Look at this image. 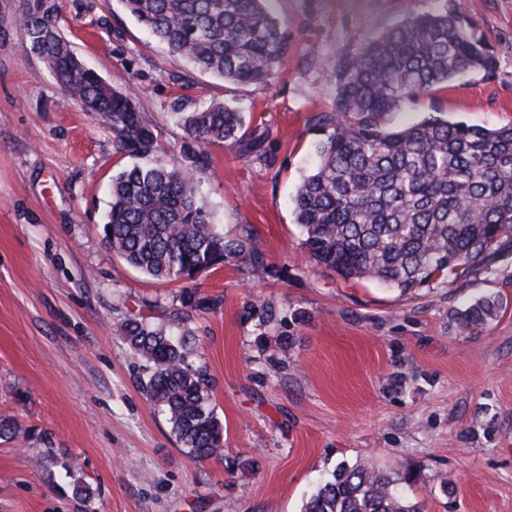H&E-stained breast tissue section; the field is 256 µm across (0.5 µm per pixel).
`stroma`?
Instances as JSON below:
<instances>
[{
    "label": "stroma",
    "mask_w": 512,
    "mask_h": 512,
    "mask_svg": "<svg viewBox=\"0 0 512 512\" xmlns=\"http://www.w3.org/2000/svg\"><path fill=\"white\" fill-rule=\"evenodd\" d=\"M288 54L265 84L234 85L169 53L121 0H0V512H301L339 463L409 473L420 512H512V243L486 270L403 293L311 263L292 198L317 165L333 79L318 54L356 50L406 13L452 7L496 57L404 102L382 124L435 116L512 124V0H271ZM51 17L82 61L135 104L168 158L172 115L218 100L243 112L253 152L214 145L200 191L225 238L253 233L249 260L181 281L152 279L107 247L113 175L136 164L112 132L61 102L19 20ZM194 312L189 359L206 367L224 455L192 459L147 400L145 362L120 332L143 316ZM497 296V316L461 330L457 310ZM272 307L257 326L251 303ZM292 340L281 348L280 337ZM89 484L90 502L74 498Z\"/></svg>",
    "instance_id": "stroma-1"
}]
</instances>
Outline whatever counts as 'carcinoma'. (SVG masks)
Here are the masks:
<instances>
[{
	"label": "carcinoma",
	"instance_id": "cac0c4a2",
	"mask_svg": "<svg viewBox=\"0 0 512 512\" xmlns=\"http://www.w3.org/2000/svg\"><path fill=\"white\" fill-rule=\"evenodd\" d=\"M129 14L168 50L226 83L273 79L288 46L267 0H123ZM21 24L31 49L53 74L63 102L112 130L118 153L155 151L153 127L134 106L135 88L118 90L87 67L45 16ZM335 83L334 107L319 165L294 196L295 221L311 261L346 279L371 280L406 293L448 272L484 269L512 240V125L496 129L437 117L387 130L384 115L472 70L495 67L494 55L452 10L407 14L354 52L320 58ZM185 133L181 161L157 158L112 177L103 239L128 265L165 281L192 277L229 254L253 255L251 233L226 240L210 218L199 184L208 147L242 143L243 113L221 102L189 109L174 102ZM180 320L208 309L194 293L181 298ZM259 325L266 305L248 306ZM497 303L480 298L456 313L461 328L483 326ZM134 356L153 364L143 386L181 445L203 462L224 455V428L209 407L207 371L188 359L189 331L171 334L142 317L121 326ZM408 474L363 465L336 466L302 512H419L404 494Z\"/></svg>",
	"mask_w": 512,
	"mask_h": 512
}]
</instances>
